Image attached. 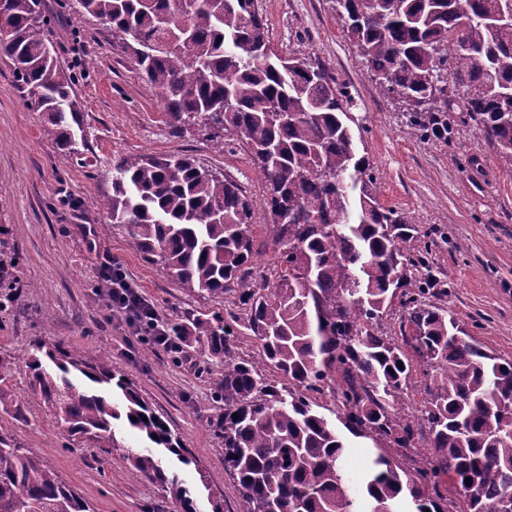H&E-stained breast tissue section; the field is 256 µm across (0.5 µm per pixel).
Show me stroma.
<instances>
[{"instance_id":"1","label":"stroma","mask_w":512,"mask_h":512,"mask_svg":"<svg viewBox=\"0 0 512 512\" xmlns=\"http://www.w3.org/2000/svg\"><path fill=\"white\" fill-rule=\"evenodd\" d=\"M262 3L273 51L321 61L354 95L351 127L360 154L379 175L380 203L438 229L432 262L452 284L444 305L486 350L512 360V169L459 113H451L444 138L411 135L404 104L371 83L330 0ZM43 8L57 62L75 78L84 125L75 133L78 155H61L45 135L41 113L17 88L12 63L0 59V223L30 283L14 311L0 313V355L16 364L11 399L26 411L11 427L45 466L82 491L94 512H148L163 505L157 485L129 473L125 454L141 445L132 430L117 428L108 455L56 447L54 420L31 396L24 364L48 307L52 340L83 347L94 358L110 357L181 437L199 463L180 468L181 477L191 482L205 473L214 495L200 501L201 512H212L215 500L221 512H245L224 468V448L210 429L220 411L211 388L223 366L205 375L197 348L175 354L139 345L125 319L110 316L94 285L111 260L154 305L159 321L220 310V302L188 296L159 265L145 262L126 228L109 223L100 203L112 193V162L121 156L187 154L258 201L263 189L257 171L245 151H222L193 132L172 136L156 90L115 49L107 24L79 20L72 0H44ZM346 441L343 467L354 479L387 450L376 437L350 434Z\"/></svg>"}]
</instances>
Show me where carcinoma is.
<instances>
[{"label": "carcinoma", "instance_id": "cac0c4a2", "mask_svg": "<svg viewBox=\"0 0 512 512\" xmlns=\"http://www.w3.org/2000/svg\"><path fill=\"white\" fill-rule=\"evenodd\" d=\"M343 31L380 93L410 107L420 137L448 129V113L483 133L512 167V0H332ZM43 0H4V57L27 105L68 155L82 108L73 80L43 35ZM77 15L112 25L120 48L158 92L171 133L190 128L224 149L250 153L276 247L272 283L244 288L254 257L253 200L189 155L112 161L109 222L133 248L192 296L236 293L241 313L166 323L177 349L195 345L224 364L212 399L224 404L213 435L247 512H450L447 485L464 512L499 504L512 512V361L466 339L454 313L425 302L448 295L430 263L436 241L412 217L383 206L378 175L358 155L348 121L354 97L326 67L276 55L261 0H78ZM464 89L458 102L455 91ZM20 256L0 238V313L21 297ZM398 302L412 329L410 357L381 328ZM258 356H239L241 329ZM14 362L0 357V405ZM34 395L56 419L65 450L90 442L112 453L119 422L148 443L125 456L136 477L158 484L179 512H196L189 487L167 466L197 461L112 360L37 336L27 361ZM271 369L278 379H269ZM422 371L423 405L402 397ZM329 397L355 436L399 451L427 430L432 460L413 474L379 455L352 485L346 443L316 410ZM237 417H232V414ZM0 512H93L74 486L18 446L0 420Z\"/></svg>", "mask_w": 512, "mask_h": 512}]
</instances>
